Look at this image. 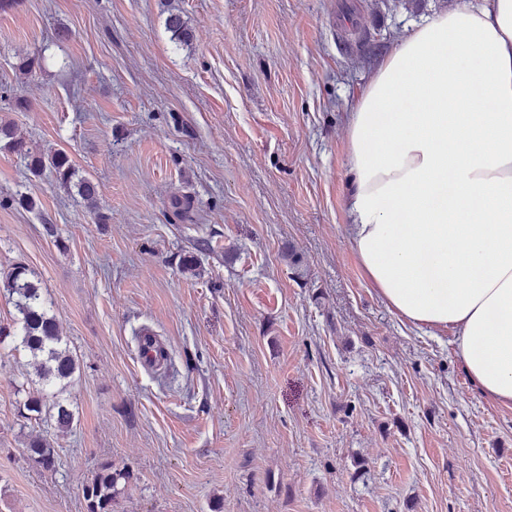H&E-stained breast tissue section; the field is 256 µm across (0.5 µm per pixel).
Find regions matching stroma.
<instances>
[{"label":"stroma","instance_id":"1","mask_svg":"<svg viewBox=\"0 0 512 512\" xmlns=\"http://www.w3.org/2000/svg\"><path fill=\"white\" fill-rule=\"evenodd\" d=\"M449 2L0 0V120L99 185L89 209L0 147V273L35 272L79 363L60 432L22 417L26 357L0 343V512H85L105 463L130 474L113 512H512V407L387 307L345 233L347 116ZM30 459L42 471H53L56 468L57 454L49 441L41 438L33 439L29 444Z\"/></svg>","mask_w":512,"mask_h":512}]
</instances>
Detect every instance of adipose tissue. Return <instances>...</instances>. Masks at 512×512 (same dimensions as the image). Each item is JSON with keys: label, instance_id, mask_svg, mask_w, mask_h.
Segmentation results:
<instances>
[{"label": "adipose tissue", "instance_id": "adipose-tissue-1", "mask_svg": "<svg viewBox=\"0 0 512 512\" xmlns=\"http://www.w3.org/2000/svg\"><path fill=\"white\" fill-rule=\"evenodd\" d=\"M346 234L408 323L451 329L512 407V0H455L402 36L346 123Z\"/></svg>", "mask_w": 512, "mask_h": 512}]
</instances>
